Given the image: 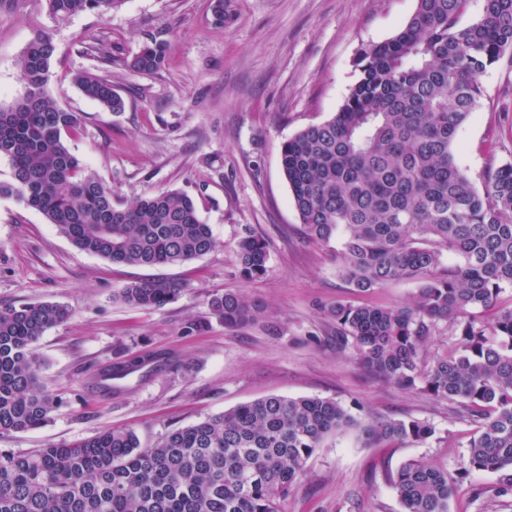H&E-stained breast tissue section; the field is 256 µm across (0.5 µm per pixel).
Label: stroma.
<instances>
[{
  "instance_id": "35a3bbf8",
  "label": "stroma",
  "mask_w": 512,
  "mask_h": 512,
  "mask_svg": "<svg viewBox=\"0 0 512 512\" xmlns=\"http://www.w3.org/2000/svg\"><path fill=\"white\" fill-rule=\"evenodd\" d=\"M416 0H232L217 23L210 0H124L108 15L52 17L45 0H0V107L20 99L18 60L38 31L55 44L48 91L85 115L71 150L129 203L181 189L193 196L219 246L173 266L113 264L79 251L38 211L0 198V305L56 302L72 312L36 345L42 383L62 399L42 428L0 435V448L28 452L92 435L134 430L155 443L167 431L266 396L334 398L372 418L421 419L422 443L365 448L357 436L329 438L307 463L283 512H402L390 482L405 461L453 471L470 427L451 405L383 381L336 349L325 307L393 306L418 282L358 293L337 274L339 240L306 241L280 164L281 146L337 112L367 43L393 36ZM169 45L165 65L143 74L128 63L147 42ZM104 45L107 57L92 51ZM108 75L125 102L113 113L82 95L78 73ZM480 104L458 129L454 150L474 181L512 163V51L479 77ZM265 238L268 270L241 280L235 247L245 231ZM155 276L185 286L159 310L126 305L127 283ZM229 289L266 303L271 321L227 327L208 301ZM204 322L200 331L189 330ZM167 354L175 364L142 369L111 389L99 374L118 353ZM492 475L472 473L450 512H512V498L483 495Z\"/></svg>"
}]
</instances>
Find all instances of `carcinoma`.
Instances as JSON below:
<instances>
[{
  "label": "carcinoma",
  "mask_w": 512,
  "mask_h": 512,
  "mask_svg": "<svg viewBox=\"0 0 512 512\" xmlns=\"http://www.w3.org/2000/svg\"><path fill=\"white\" fill-rule=\"evenodd\" d=\"M123 0H46L49 13L104 16ZM468 0H416L401 30L361 47L358 78L338 111L283 143L281 167L305 238L342 237L338 273L356 292L404 279L420 283L403 305L324 309L336 348L374 376L456 405L473 426L461 471L408 460L392 476L403 512H449L472 472L495 476L492 496L512 497V164L476 188L456 159L458 128L479 104V76L512 50V0H483L459 26ZM52 37L40 32L19 61L24 95L0 108V156L12 175L0 197L41 213L77 249L112 263L177 265L217 242L195 200L180 189L115 203L112 188L69 148L78 112L48 93ZM168 45L145 44L129 66L154 73ZM83 95L118 113L125 102L105 75L85 71ZM460 261L444 263L445 254ZM240 275L267 271L266 240L251 231L236 249ZM184 285L158 277L120 291L129 306L158 309ZM211 314L231 327L269 318L268 307L234 290L214 295ZM491 311L489 321L477 313ZM71 311L52 302L0 306V433L43 427L61 398L40 381L35 345ZM445 325L451 349L423 350ZM146 366L116 358L125 378ZM354 430L370 448L420 443L434 428L418 419L361 418L333 399L269 396L167 432L145 446L131 429L108 428L33 452L0 448V512H283L290 488L331 435Z\"/></svg>",
  "instance_id": "1"
}]
</instances>
